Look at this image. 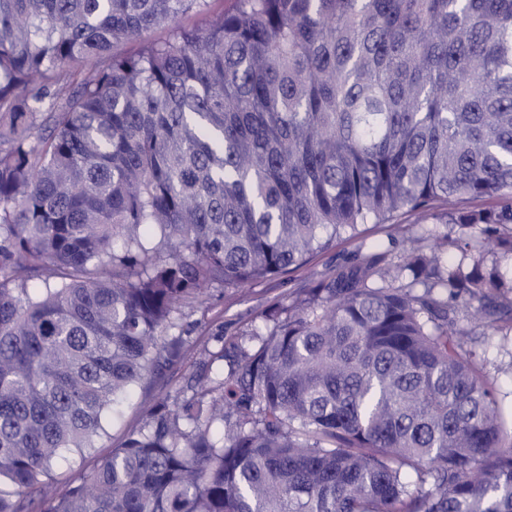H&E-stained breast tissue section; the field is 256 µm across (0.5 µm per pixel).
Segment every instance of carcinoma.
I'll use <instances>...</instances> for the list:
<instances>
[{
    "mask_svg": "<svg viewBox=\"0 0 512 512\" xmlns=\"http://www.w3.org/2000/svg\"><path fill=\"white\" fill-rule=\"evenodd\" d=\"M205 2L0 0V512H512V413L465 350L512 332V0L176 24ZM483 197L217 337L221 369L50 491L173 363L182 306Z\"/></svg>",
    "mask_w": 512,
    "mask_h": 512,
    "instance_id": "carcinoma-1",
    "label": "carcinoma"
}]
</instances>
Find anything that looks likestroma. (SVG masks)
<instances>
[{"mask_svg": "<svg viewBox=\"0 0 512 512\" xmlns=\"http://www.w3.org/2000/svg\"><path fill=\"white\" fill-rule=\"evenodd\" d=\"M438 211L435 218L402 213L385 224L361 225L357 238L337 240L328 249L312 254L303 266L253 282L243 290H216L207 303L185 306L184 320L193 324L194 331L181 346L174 365L165 374L148 378L136 390L121 421L110 428L107 436L98 439L94 450L77 460L74 467L62 468L59 483H67L90 472L112 448L124 441L129 432L140 429L144 412L159 390L185 387L193 374L209 364L215 350L216 334L229 337L255 330L265 331L264 315L268 309L303 297L307 288L313 287L324 274L387 244L390 236L407 231L413 234L425 232L431 238H439L447 230L439 219L447 208L442 205ZM472 349L481 357L483 372L491 382L503 411L512 410V336L479 334L473 338Z\"/></svg>", "mask_w": 512, "mask_h": 512, "instance_id": "35a3bbf8", "label": "stroma"}]
</instances>
